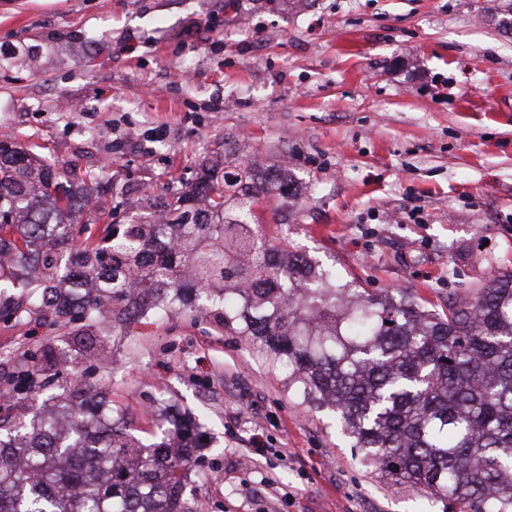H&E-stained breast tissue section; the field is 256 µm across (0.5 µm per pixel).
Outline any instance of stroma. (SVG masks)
Returning <instances> with one entry per match:
<instances>
[{
	"instance_id": "stroma-1",
	"label": "stroma",
	"mask_w": 512,
	"mask_h": 512,
	"mask_svg": "<svg viewBox=\"0 0 512 512\" xmlns=\"http://www.w3.org/2000/svg\"><path fill=\"white\" fill-rule=\"evenodd\" d=\"M224 2L0 0V127L58 164L111 165L90 211L104 222L147 214L205 164H283L300 195L268 200L259 231L341 280L440 313L512 271V0ZM70 341L0 312V392L21 354L44 367L0 415L80 380L147 441L175 406L210 441L191 474L200 512H468L382 482L289 390L287 365L217 314L132 324L99 359Z\"/></svg>"
}]
</instances>
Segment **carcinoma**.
<instances>
[{
  "label": "carcinoma",
  "instance_id": "obj_1",
  "mask_svg": "<svg viewBox=\"0 0 512 512\" xmlns=\"http://www.w3.org/2000/svg\"><path fill=\"white\" fill-rule=\"evenodd\" d=\"M59 168L0 141V289L28 300L18 318L71 326L72 348L106 353L128 324L175 310L222 311L224 329L290 369L288 387L336 414L379 479L470 512H512V272L502 271L440 315L404 289L369 291L333 268L268 244L256 205L296 199L279 168L210 165L154 199V221L110 224L74 246L89 196ZM203 434L174 417L157 440L127 432L119 411L82 386L26 420L0 419V512H198L186 488Z\"/></svg>",
  "mask_w": 512,
  "mask_h": 512
}]
</instances>
